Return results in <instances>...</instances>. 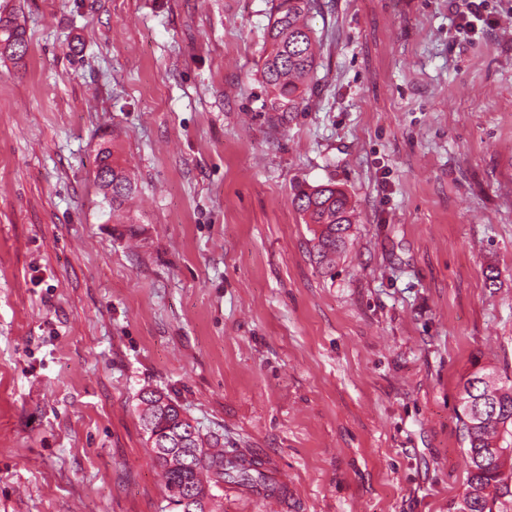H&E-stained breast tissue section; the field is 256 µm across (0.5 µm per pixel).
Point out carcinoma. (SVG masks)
Returning <instances> with one entry per match:
<instances>
[{
  "label": "carcinoma",
  "instance_id": "carcinoma-1",
  "mask_svg": "<svg viewBox=\"0 0 512 512\" xmlns=\"http://www.w3.org/2000/svg\"><path fill=\"white\" fill-rule=\"evenodd\" d=\"M319 9V0H279L267 25L262 77L272 112L302 110L308 79L316 68L318 44L309 18ZM27 52L24 30L11 15L0 12V55L20 60ZM104 168L112 172V180L107 183L97 176L95 181L116 211L134 193L135 185L114 163L108 148L100 149L96 156V169ZM292 204L305 217V223L317 226L314 248L318 264L332 269L355 223L347 194L329 182L298 190ZM153 401L162 403L163 409L138 410L146 437L158 435L152 447L199 449L186 456L181 470H170L158 462L176 512H193L191 504L184 502L189 489L205 487L215 497L224 491L226 480L257 490H274L261 468L224 458V445L218 438L182 423L180 407L168 396L154 389L141 391L139 404ZM459 409L469 470L463 492L448 512H512V378L494 369L474 367L461 380Z\"/></svg>",
  "mask_w": 512,
  "mask_h": 512
}]
</instances>
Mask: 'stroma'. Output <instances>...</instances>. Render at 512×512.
<instances>
[{
  "instance_id": "obj_1",
  "label": "stroma",
  "mask_w": 512,
  "mask_h": 512,
  "mask_svg": "<svg viewBox=\"0 0 512 512\" xmlns=\"http://www.w3.org/2000/svg\"><path fill=\"white\" fill-rule=\"evenodd\" d=\"M321 2L281 114L277 0H0L29 39L0 56V512H169L144 388L284 472L282 512L462 493L461 378L512 375V8L466 43L448 0ZM329 181L357 222L326 272L292 197ZM318 0H280L267 25L262 77L272 112H299L316 68L317 37L309 24ZM104 168L112 172V180L107 183L103 178L108 179L109 176L101 173L103 177L101 178L98 173H95V181L105 201L112 208V212H114L122 208L128 198L134 193L136 187L125 170L114 163L112 151L109 148L100 149L96 156V172ZM111 185L112 187L110 188Z\"/></svg>"
}]
</instances>
